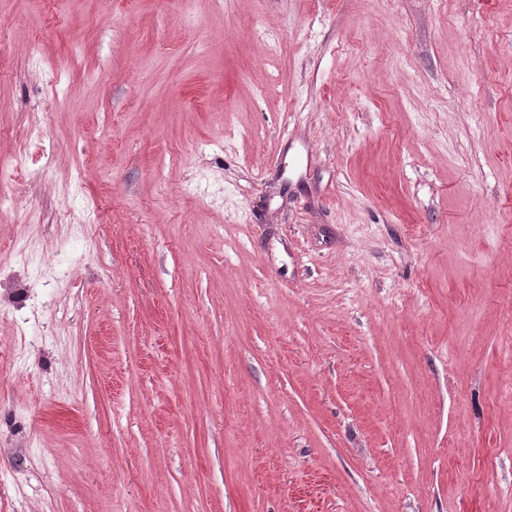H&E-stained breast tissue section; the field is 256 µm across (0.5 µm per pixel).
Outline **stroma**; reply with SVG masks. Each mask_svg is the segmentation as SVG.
I'll use <instances>...</instances> for the list:
<instances>
[{"mask_svg": "<svg viewBox=\"0 0 512 512\" xmlns=\"http://www.w3.org/2000/svg\"><path fill=\"white\" fill-rule=\"evenodd\" d=\"M36 124L0 512H512V0H0Z\"/></svg>", "mask_w": 512, "mask_h": 512, "instance_id": "35a3bbf8", "label": "stroma"}]
</instances>
